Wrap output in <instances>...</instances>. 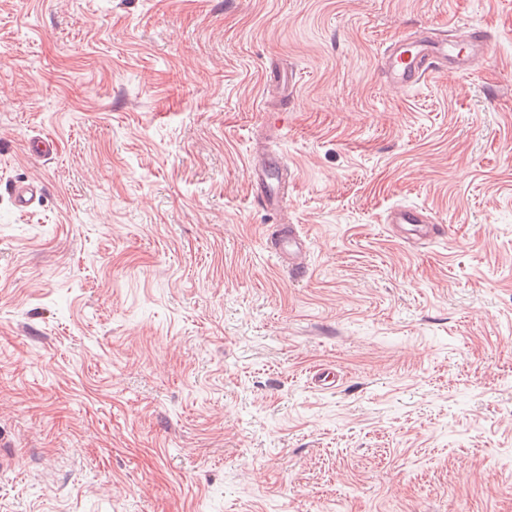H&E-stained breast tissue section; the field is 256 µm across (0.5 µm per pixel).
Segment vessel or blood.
Here are the masks:
<instances>
[{"label": "vessel or blood", "mask_w": 512, "mask_h": 512, "mask_svg": "<svg viewBox=\"0 0 512 512\" xmlns=\"http://www.w3.org/2000/svg\"><path fill=\"white\" fill-rule=\"evenodd\" d=\"M489 38L480 29L458 34L455 29L435 33H413L394 40L380 56L385 77L399 88H410L423 82L430 74L454 68L466 70L470 63L483 56ZM252 187L265 207L285 208L288 203V166L276 156L267 155L254 162L249 170ZM386 221L405 227L413 239L427 242L441 231L440 220L429 210L416 206H396ZM265 236L269 249L293 271H301L308 245L305 238L280 224L268 225Z\"/></svg>", "instance_id": "vessel-or-blood-1"}]
</instances>
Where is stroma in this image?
I'll return each mask as SVG.
<instances>
[{
	"label": "stroma",
	"instance_id": "obj_1",
	"mask_svg": "<svg viewBox=\"0 0 512 512\" xmlns=\"http://www.w3.org/2000/svg\"><path fill=\"white\" fill-rule=\"evenodd\" d=\"M453 25L468 74L387 82ZM0 437V512H512V0H0ZM489 37L481 29L459 35L455 29L436 33H413L394 40L380 56L385 77L399 88H410L430 74L452 67L465 71L470 63L483 56ZM252 187L261 204L281 210L288 204V165L274 155H266L249 170ZM441 223L439 218L423 207L396 206L386 215V224H399L408 238L412 237L423 242L439 236ZM269 249L282 263L288 261V267L300 272L306 260L308 245L305 238L289 225L286 230L282 224H270L265 229Z\"/></svg>",
	"mask_w": 512,
	"mask_h": 512
}]
</instances>
